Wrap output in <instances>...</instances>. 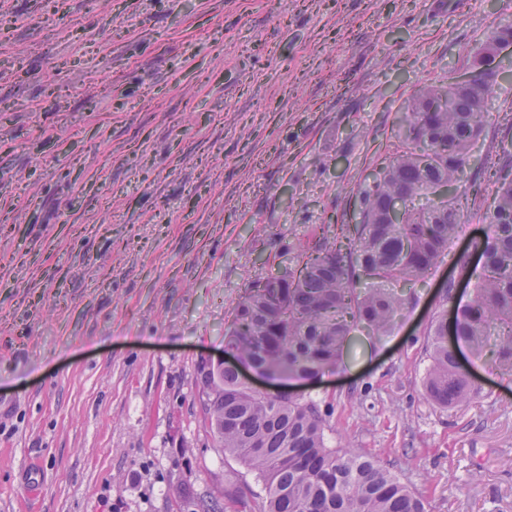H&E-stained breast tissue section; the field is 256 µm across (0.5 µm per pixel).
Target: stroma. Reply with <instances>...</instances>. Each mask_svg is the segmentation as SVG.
<instances>
[{
    "mask_svg": "<svg viewBox=\"0 0 512 512\" xmlns=\"http://www.w3.org/2000/svg\"><path fill=\"white\" fill-rule=\"evenodd\" d=\"M0 512H179L177 487L252 512L254 479L202 422L198 365L256 278L358 191L419 86L476 75L512 0H0ZM459 203L512 153V49ZM486 224L358 332L304 397L394 465L428 512H512V376L495 341L465 407L423 388L424 331ZM39 469L31 489L20 475Z\"/></svg>",
    "mask_w": 512,
    "mask_h": 512,
    "instance_id": "stroma-1",
    "label": "stroma"
}]
</instances>
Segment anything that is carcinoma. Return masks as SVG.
<instances>
[{
  "label": "carcinoma",
  "instance_id": "cac0c4a2",
  "mask_svg": "<svg viewBox=\"0 0 512 512\" xmlns=\"http://www.w3.org/2000/svg\"><path fill=\"white\" fill-rule=\"evenodd\" d=\"M492 85L458 90L446 79L422 85L404 106L390 156L359 191L358 219H337L282 273L257 278L224 332L225 351L275 378L305 380L334 369L356 331L385 335L403 305L394 286H413L441 263L460 225L478 218L489 231L472 243L482 273L470 299L446 302L453 333L479 355L497 325L501 369L512 374V154L495 169L497 192L483 212L463 210L455 185L489 118ZM401 208L394 219V208ZM424 387L443 406H467L479 395L448 347V310L426 328ZM205 427L224 455L238 460L261 490L257 512H427L424 500L393 465L354 448L328 444L331 412L320 402L282 401L245 386L238 371L198 367ZM181 512H224L205 491L180 496Z\"/></svg>",
  "mask_w": 512,
  "mask_h": 512
}]
</instances>
